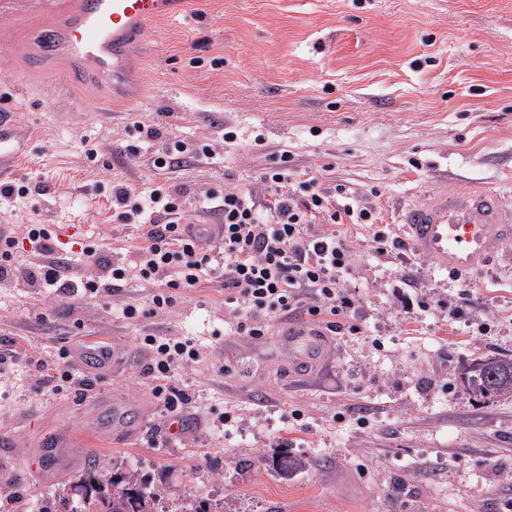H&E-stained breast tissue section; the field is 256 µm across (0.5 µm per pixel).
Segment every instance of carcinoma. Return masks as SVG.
I'll list each match as a JSON object with an SVG mask.
<instances>
[{"label":"carcinoma","mask_w":512,"mask_h":512,"mask_svg":"<svg viewBox=\"0 0 512 512\" xmlns=\"http://www.w3.org/2000/svg\"><path fill=\"white\" fill-rule=\"evenodd\" d=\"M484 360L492 362L493 366L472 363L471 375L467 379L468 390L480 398L511 397L512 360L489 356ZM302 466V458L288 456L280 463L277 473L287 479ZM71 490L78 496V506L70 512H158L157 496L137 469L106 476L96 468L88 467Z\"/></svg>","instance_id":"cac0c4a2"}]
</instances>
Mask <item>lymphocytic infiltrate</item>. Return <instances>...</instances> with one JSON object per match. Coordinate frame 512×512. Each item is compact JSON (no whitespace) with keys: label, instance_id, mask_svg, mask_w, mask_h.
Listing matches in <instances>:
<instances>
[{"label":"lymphocytic infiltrate","instance_id":"lymphocytic-infiltrate-1","mask_svg":"<svg viewBox=\"0 0 512 512\" xmlns=\"http://www.w3.org/2000/svg\"><path fill=\"white\" fill-rule=\"evenodd\" d=\"M134 130L139 144L151 148L157 169L178 166L188 153L215 155L206 138L191 144L170 138L162 125L142 122ZM138 146L130 147L131 155H138ZM110 195L113 223L139 241L132 257L105 253L95 244L84 246L89 271L73 278L57 237L47 225L34 223L25 226L23 237L0 239V283L20 280L63 301L97 299L128 283L146 282L154 287L148 301L120 309L124 319L138 322L164 313L177 293L209 277L224 285L225 335L256 338L265 334L270 321L298 310L331 332L343 330L355 304L344 287L355 260L339 227L374 223V213L353 201L337 204L317 176L292 167L290 155L281 154L250 188L192 193L171 182L136 187L115 181ZM204 210L216 217L207 240L198 236L192 220L193 213ZM23 239L34 260L19 266L14 256ZM138 343L150 356L144 372L155 384L153 393L171 423H178L192 400L169 382L187 361L198 359L199 347L186 336L147 334ZM28 367L41 387L55 393L92 388L66 364L37 359Z\"/></svg>","mask_w":512,"mask_h":512}]
</instances>
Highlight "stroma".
I'll return each mask as SVG.
<instances>
[{"label":"stroma","instance_id":"1","mask_svg":"<svg viewBox=\"0 0 512 512\" xmlns=\"http://www.w3.org/2000/svg\"><path fill=\"white\" fill-rule=\"evenodd\" d=\"M41 22L30 0L0 10V100L31 129L11 179L49 187L0 203V225L65 224L68 244L125 255L132 243L113 230L105 184L247 188L285 151L339 188L337 203L373 208L394 239L400 208L430 188L512 191V0H188L184 15L149 26L122 95L29 71ZM148 121L217 142L215 157L152 169L148 150L126 151L133 124ZM342 230L359 331L326 332L309 367L297 365L282 320L255 341L223 335L224 291L208 282L143 322L100 299L69 304L0 285V346L20 355L0 379V439L21 443L0 452V504L49 512L89 463L140 469L224 512H504L512 397H472L462 378L477 357L512 359V242L485 270L451 278L406 246L377 253L373 227ZM463 298L465 317L449 319ZM147 332L189 334L204 348L171 381L192 399L181 429L157 406L144 360L114 373L80 358L88 339L130 352ZM64 356L93 382L88 397L27 380L29 359ZM294 408L302 422L285 420ZM45 435L70 438L60 463L31 448ZM285 448L305 462L288 479L270 466ZM229 455L251 468L226 467Z\"/></svg>","mask_w":512,"mask_h":512}]
</instances>
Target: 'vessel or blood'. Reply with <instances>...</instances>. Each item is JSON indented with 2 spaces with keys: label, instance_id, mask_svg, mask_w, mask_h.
<instances>
[{
  "label": "vessel or blood",
  "instance_id": "obj_1",
  "mask_svg": "<svg viewBox=\"0 0 512 512\" xmlns=\"http://www.w3.org/2000/svg\"><path fill=\"white\" fill-rule=\"evenodd\" d=\"M185 0H50L44 22L49 38L29 48V70L49 72L57 59L68 84L106 82L122 87L141 49L147 22L180 16ZM26 151L25 132L9 112L0 113V175ZM403 240L438 271L462 275L482 269L512 241V193L483 183L445 193L428 191L400 209ZM288 344L307 351L318 335L295 321L285 324Z\"/></svg>",
  "mask_w": 512,
  "mask_h": 512
}]
</instances>
